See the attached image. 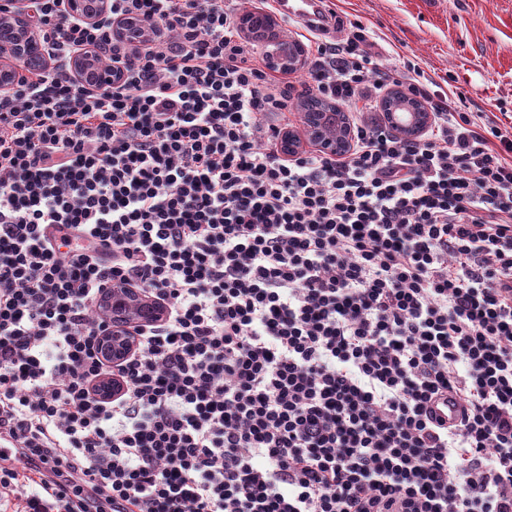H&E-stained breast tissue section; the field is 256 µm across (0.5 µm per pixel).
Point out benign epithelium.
Returning a JSON list of instances; mask_svg holds the SVG:
<instances>
[{"label":"benign epithelium","mask_w":512,"mask_h":512,"mask_svg":"<svg viewBox=\"0 0 512 512\" xmlns=\"http://www.w3.org/2000/svg\"><path fill=\"white\" fill-rule=\"evenodd\" d=\"M30 0H9V7L0 9V42L11 48L14 57L26 62L28 70L41 71L48 60L33 28ZM109 9V0H66V10L71 15L89 23L95 22ZM274 20L271 14L256 9L240 18V28L264 43L265 55L271 69L294 71L305 64L306 48L298 40L284 41L272 33ZM71 67L79 82L98 87L112 84L114 71L105 66L96 54L79 52L73 55ZM26 70V71H28ZM26 71L9 62H0V91L10 90ZM386 118L398 134L413 139L426 130L432 120L430 107L422 100L412 98L403 91L390 94L385 101ZM336 105L321 97H309L300 102L303 132L286 128L280 138V151L291 157L307 142L318 150L335 157L348 154L350 128L343 112H334ZM105 313L112 316V335L102 339V353L116 363L133 350L132 337L128 336L127 323L136 317L157 319L162 308L152 299L134 289L114 290L112 299L104 302Z\"/></svg>","instance_id":"7a95c632"}]
</instances>
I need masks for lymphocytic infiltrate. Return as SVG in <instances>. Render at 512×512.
Wrapping results in <instances>:
<instances>
[{"label":"lymphocytic infiltrate","instance_id":"obj_1","mask_svg":"<svg viewBox=\"0 0 512 512\" xmlns=\"http://www.w3.org/2000/svg\"><path fill=\"white\" fill-rule=\"evenodd\" d=\"M110 2L35 0L53 65L0 93V512H512V125L433 101L356 22L305 92L353 115L398 86L433 121L288 158L294 85L242 0ZM82 50L119 80L79 83ZM124 288L164 314L113 364ZM66 10L71 15L93 23L109 9V0H66Z\"/></svg>","mask_w":512,"mask_h":512}]
</instances>
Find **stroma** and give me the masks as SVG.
Listing matches in <instances>:
<instances>
[{
    "mask_svg": "<svg viewBox=\"0 0 512 512\" xmlns=\"http://www.w3.org/2000/svg\"><path fill=\"white\" fill-rule=\"evenodd\" d=\"M339 27L361 22L384 62L418 64L459 110L512 114V0H327Z\"/></svg>",
    "mask_w": 512,
    "mask_h": 512,
    "instance_id": "obj_1",
    "label": "stroma"
}]
</instances>
